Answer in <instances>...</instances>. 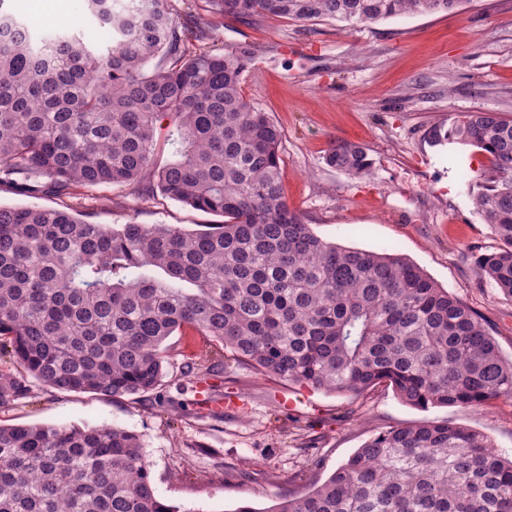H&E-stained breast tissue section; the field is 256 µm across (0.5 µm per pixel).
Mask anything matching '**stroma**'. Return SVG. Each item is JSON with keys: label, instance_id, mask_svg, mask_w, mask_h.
I'll return each instance as SVG.
<instances>
[{"label": "stroma", "instance_id": "35a3bbf8", "mask_svg": "<svg viewBox=\"0 0 512 512\" xmlns=\"http://www.w3.org/2000/svg\"><path fill=\"white\" fill-rule=\"evenodd\" d=\"M207 49L246 42L256 59L243 95L282 130L288 204L322 239L349 248H394L477 311L512 358V298L479 268L499 241L473 203L472 177L487 157L457 143L431 146L448 115L491 110L512 119V0H464L458 12L395 17L354 29L265 17L226 18ZM363 145L360 179L325 163L331 141ZM92 224H175L196 232L221 223L136 186L74 188ZM163 402L135 395L62 392L34 384L32 398L0 409L4 425L115 426L141 436L158 495L180 512H266L283 496L324 482L379 431L447 420L512 456V400L488 407L416 408L389 389L335 394L267 377L190 330L170 336ZM215 366L214 396L237 406L212 412L184 379V355ZM249 470L228 480L227 468Z\"/></svg>", "mask_w": 512, "mask_h": 512}]
</instances>
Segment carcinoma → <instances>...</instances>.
Masks as SVG:
<instances>
[{
	"instance_id": "carcinoma-1",
	"label": "carcinoma",
	"mask_w": 512,
	"mask_h": 512,
	"mask_svg": "<svg viewBox=\"0 0 512 512\" xmlns=\"http://www.w3.org/2000/svg\"><path fill=\"white\" fill-rule=\"evenodd\" d=\"M0 0V180L64 198L147 184L224 217L88 224L73 206L0 204V408L31 381L66 392L156 395L165 341L192 329L259 372L332 393L385 384L418 408L512 399V360L485 322L391 247L346 248L288 206L282 132L241 93L248 44L200 51L226 16L350 26L453 12L464 0H198L189 26L170 0H84L107 34L34 37ZM169 129L173 159L157 160ZM431 145L479 149L475 207L502 243L481 270L512 298V119L464 112ZM326 164L359 179L363 146L339 140ZM212 368L188 358L203 383ZM0 512H178L156 494L141 437L94 426L0 425ZM268 512H512V458L446 421L374 434L320 485Z\"/></svg>"
}]
</instances>
